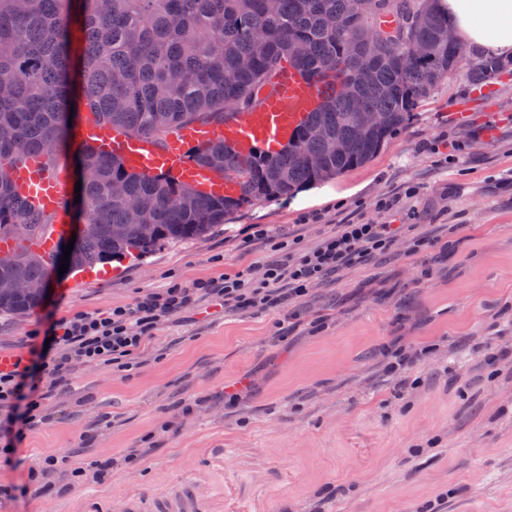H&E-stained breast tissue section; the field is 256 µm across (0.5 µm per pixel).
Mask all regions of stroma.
I'll list each match as a JSON object with an SVG mask.
<instances>
[{
	"mask_svg": "<svg viewBox=\"0 0 512 512\" xmlns=\"http://www.w3.org/2000/svg\"><path fill=\"white\" fill-rule=\"evenodd\" d=\"M467 69L369 162L317 182L336 199L253 202L207 237L109 260L104 280L64 273L38 308L0 314V354L25 355L49 321L258 265L276 243L306 250L351 212L408 227L279 309L204 298L156 326L136 367L77 369L0 459V512H84L192 477L224 512H512V59L479 85ZM408 186L415 197L380 208ZM312 210L320 223H302ZM49 455L112 469L72 486L55 475L67 492L43 493L30 471Z\"/></svg>",
	"mask_w": 512,
	"mask_h": 512,
	"instance_id": "35a3bbf8",
	"label": "stroma"
}]
</instances>
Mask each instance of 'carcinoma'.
<instances>
[{"mask_svg":"<svg viewBox=\"0 0 512 512\" xmlns=\"http://www.w3.org/2000/svg\"><path fill=\"white\" fill-rule=\"evenodd\" d=\"M446 26L434 0H0V239H34L54 222L17 191L12 171L33 154L52 169L80 112L129 137L220 125L250 111L285 61L309 78L338 75L288 147L257 148L245 161L222 142L188 150L195 163L239 177L236 196H204L81 145L84 228L68 268L206 237L234 209L358 167L457 65L469 62L473 82L493 72L461 44L439 41ZM301 42L304 55L296 53ZM360 111L380 118L364 136ZM314 126L325 139L306 136ZM116 181L122 197L112 194ZM59 255L18 245L0 257V314L37 308Z\"/></svg>","mask_w":512,"mask_h":512,"instance_id":"obj_1","label":"carcinoma"}]
</instances>
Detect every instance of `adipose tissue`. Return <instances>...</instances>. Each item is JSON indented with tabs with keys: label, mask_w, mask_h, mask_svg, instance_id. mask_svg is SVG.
I'll return each instance as SVG.
<instances>
[{
	"label": "adipose tissue",
	"mask_w": 512,
	"mask_h": 512,
	"mask_svg": "<svg viewBox=\"0 0 512 512\" xmlns=\"http://www.w3.org/2000/svg\"><path fill=\"white\" fill-rule=\"evenodd\" d=\"M458 42L512 57V0H441Z\"/></svg>",
	"instance_id": "1"
}]
</instances>
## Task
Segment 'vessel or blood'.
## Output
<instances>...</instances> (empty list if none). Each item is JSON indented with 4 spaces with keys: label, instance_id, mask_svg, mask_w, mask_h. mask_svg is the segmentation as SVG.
I'll use <instances>...</instances> for the list:
<instances>
[{
    "label": "vessel or blood",
    "instance_id": "vessel-or-blood-1",
    "mask_svg": "<svg viewBox=\"0 0 512 512\" xmlns=\"http://www.w3.org/2000/svg\"><path fill=\"white\" fill-rule=\"evenodd\" d=\"M321 92V86L304 80L290 68L277 74L273 93L258 109L244 113L229 125L194 124L155 139L113 134L88 123L75 130L73 140L101 145L134 170L172 175L204 195L233 196L239 191L238 180L230 176L214 177L190 159L189 148L221 141L244 157L259 146L281 149L309 112L315 109ZM12 179L25 195L54 215L52 228L36 243L41 252H53L60 240L72 232L70 224L62 217L63 205L70 194L69 181L61 175L47 173L36 156L15 168ZM201 508L197 484L191 479L173 491L161 493L148 505L142 498L130 494L121 495L112 502V512H200Z\"/></svg>",
    "mask_w": 512,
    "mask_h": 512
}]
</instances>
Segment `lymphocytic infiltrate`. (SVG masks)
<instances>
[{
    "instance_id": "f902f5d3",
    "label": "lymphocytic infiltrate",
    "mask_w": 512,
    "mask_h": 512,
    "mask_svg": "<svg viewBox=\"0 0 512 512\" xmlns=\"http://www.w3.org/2000/svg\"><path fill=\"white\" fill-rule=\"evenodd\" d=\"M400 232L396 224H366L355 218L337 225L314 248L285 252L261 266L260 278L225 274L210 281L181 283L146 292L127 307L109 312H78L53 322L45 332L49 345L15 356L0 370V445L12 450L25 430L44 422V401L68 388L75 369L88 365L128 366L152 337L158 322L186 311L200 298L239 310L280 307L289 297L305 295L312 285L337 271L387 252Z\"/></svg>"
}]
</instances>
